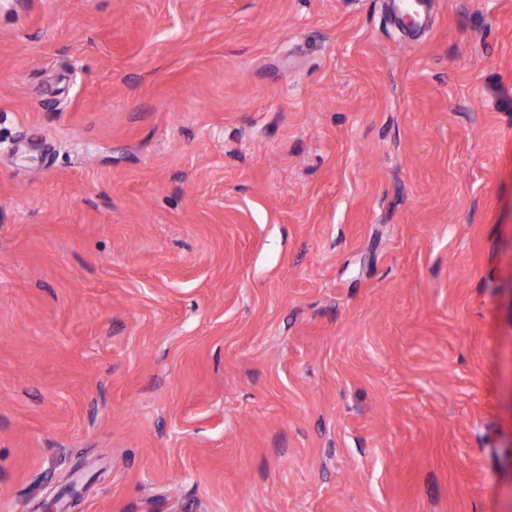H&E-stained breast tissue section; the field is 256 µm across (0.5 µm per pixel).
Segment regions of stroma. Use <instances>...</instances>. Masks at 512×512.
Masks as SVG:
<instances>
[{"label": "stroma", "instance_id": "1", "mask_svg": "<svg viewBox=\"0 0 512 512\" xmlns=\"http://www.w3.org/2000/svg\"><path fill=\"white\" fill-rule=\"evenodd\" d=\"M0 0V512H512V0Z\"/></svg>", "mask_w": 512, "mask_h": 512}]
</instances>
